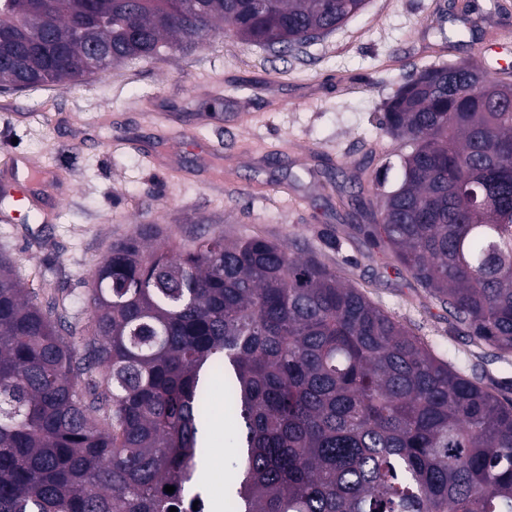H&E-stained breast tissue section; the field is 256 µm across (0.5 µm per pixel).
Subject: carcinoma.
<instances>
[{
	"mask_svg": "<svg viewBox=\"0 0 512 512\" xmlns=\"http://www.w3.org/2000/svg\"><path fill=\"white\" fill-rule=\"evenodd\" d=\"M366 0H0V83L76 81L91 42L124 61L204 40L293 52ZM474 63L413 68L379 120L408 152L360 233L512 354V98ZM112 246L80 342L0 256V512H200L224 371L238 512H512V399L434 355L311 254L258 236ZM98 376L91 377L92 371ZM175 492H165V486Z\"/></svg>",
	"mask_w": 512,
	"mask_h": 512,
	"instance_id": "cac0c4a2",
	"label": "carcinoma"
}]
</instances>
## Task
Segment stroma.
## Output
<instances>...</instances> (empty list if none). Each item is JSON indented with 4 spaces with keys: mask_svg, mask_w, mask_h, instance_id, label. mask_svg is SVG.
<instances>
[{
    "mask_svg": "<svg viewBox=\"0 0 512 512\" xmlns=\"http://www.w3.org/2000/svg\"><path fill=\"white\" fill-rule=\"evenodd\" d=\"M512 63V0H367L296 54L223 30L155 58L125 60L73 84L0 86V156L32 182L25 220H0V256L68 321H90L88 290L113 244L151 226L155 244L201 232L262 236L314 254L436 352L487 387L512 377L448 331V315L351 220L398 141L379 128L409 64ZM201 490L233 512L228 425L207 432Z\"/></svg>",
    "mask_w": 512,
    "mask_h": 512,
    "instance_id": "1",
    "label": "stroma"
}]
</instances>
